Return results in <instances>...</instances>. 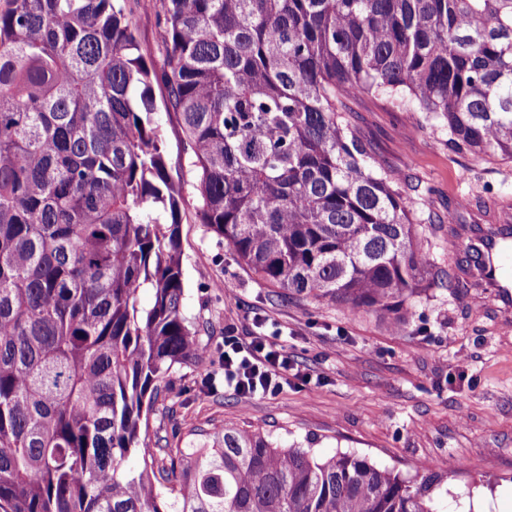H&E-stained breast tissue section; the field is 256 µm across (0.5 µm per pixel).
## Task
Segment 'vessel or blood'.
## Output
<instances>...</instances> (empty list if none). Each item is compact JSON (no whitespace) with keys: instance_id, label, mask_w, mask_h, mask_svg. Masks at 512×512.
<instances>
[{"instance_id":"vessel-or-blood-1","label":"vessel or blood","mask_w":512,"mask_h":512,"mask_svg":"<svg viewBox=\"0 0 512 512\" xmlns=\"http://www.w3.org/2000/svg\"><path fill=\"white\" fill-rule=\"evenodd\" d=\"M453 249H464L478 257V264L472 277L478 288L491 293L503 305L504 310L512 309V280L503 271L508 251L512 250V213L504 212L492 229L474 237H450Z\"/></svg>"}]
</instances>
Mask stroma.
<instances>
[{
  "instance_id": "obj_1",
  "label": "stroma",
  "mask_w": 512,
  "mask_h": 512,
  "mask_svg": "<svg viewBox=\"0 0 512 512\" xmlns=\"http://www.w3.org/2000/svg\"><path fill=\"white\" fill-rule=\"evenodd\" d=\"M141 53L161 60L155 0H126ZM356 133L397 175L422 223L432 280L454 269L448 248L459 198L480 223L512 204V162H485L439 143L413 113L377 99L351 100ZM171 174L186 204L180 226L184 314L204 348L200 364L176 366L147 420L151 446L194 448L227 427L259 431L280 447L323 457L348 452L415 479L416 467L453 466L434 493L437 512H512V319L470 288L425 287L397 317L349 315L329 299L261 285L206 231L194 208L196 176L178 117L160 112ZM288 354L294 373L272 396L244 398L224 385V338L251 336L256 320Z\"/></svg>"
}]
</instances>
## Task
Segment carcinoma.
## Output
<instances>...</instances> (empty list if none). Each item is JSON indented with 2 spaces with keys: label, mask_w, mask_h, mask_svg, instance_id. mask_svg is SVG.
<instances>
[{
  "label": "carcinoma",
  "mask_w": 512,
  "mask_h": 512,
  "mask_svg": "<svg viewBox=\"0 0 512 512\" xmlns=\"http://www.w3.org/2000/svg\"><path fill=\"white\" fill-rule=\"evenodd\" d=\"M157 22L160 62L126 0H0V512H434L436 472L413 486L232 427L175 457L147 446L143 418L203 350L153 84L200 223L239 263L385 315L470 282H424L422 219L346 101L511 161L512 0H158Z\"/></svg>",
  "instance_id": "carcinoma-1"
}]
</instances>
